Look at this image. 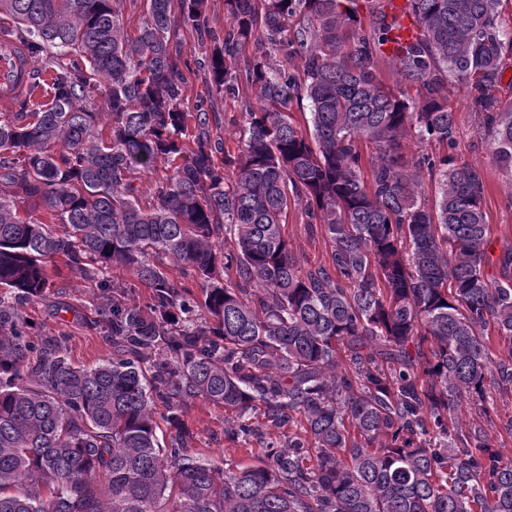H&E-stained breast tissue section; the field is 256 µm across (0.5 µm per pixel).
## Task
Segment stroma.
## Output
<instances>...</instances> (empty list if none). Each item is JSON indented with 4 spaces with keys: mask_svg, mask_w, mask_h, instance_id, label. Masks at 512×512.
<instances>
[{
    "mask_svg": "<svg viewBox=\"0 0 512 512\" xmlns=\"http://www.w3.org/2000/svg\"><path fill=\"white\" fill-rule=\"evenodd\" d=\"M179 47L182 57L188 58L191 71L182 102L185 110L209 96V75L204 69L205 55L195 31L180 30ZM449 104L457 117L459 130L455 155L458 162L479 168L486 184L484 209L490 224L489 236L494 252L512 246V179L494 162L491 149L484 138L477 114L472 112L466 89L454 87ZM285 232L296 260L303 267L317 266L327 261L330 246L320 231L310 230L300 206L288 209ZM59 290L45 301L26 305L24 312L45 336L66 333L67 354L73 364L93 366L107 357L109 347L102 328L97 326L96 308L101 299L81 276L61 268L55 279ZM190 432L187 446L190 453L223 463L225 469L236 470L257 463L263 440L254 436L245 440H228L224 435L226 422L222 408L195 400L185 416Z\"/></svg>",
    "mask_w": 512,
    "mask_h": 512,
    "instance_id": "35a3bbf8",
    "label": "stroma"
}]
</instances>
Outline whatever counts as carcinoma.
<instances>
[{"mask_svg":"<svg viewBox=\"0 0 512 512\" xmlns=\"http://www.w3.org/2000/svg\"><path fill=\"white\" fill-rule=\"evenodd\" d=\"M123 2L0 0L45 97L0 117V512H512V463L455 416L466 399L512 432L485 405L492 383L512 392V248L493 258L447 95L466 87L512 175V102L493 94L512 58L504 0H406L414 39L390 53L402 16L381 8L366 25L355 0H224L211 96L243 81L254 95L233 153L210 105L181 108L177 39L205 41L207 0H140L133 33ZM300 99L310 131L292 121ZM410 132L428 148L407 158ZM292 204L321 226L328 264L288 248ZM59 262L102 297L112 356L93 367L21 310ZM114 266L145 302L113 286ZM198 398L224 408L232 440L261 414L301 432L227 472L186 448Z\"/></svg>","mask_w":512,"mask_h":512,"instance_id":"cac0c4a2","label":"carcinoma"}]
</instances>
